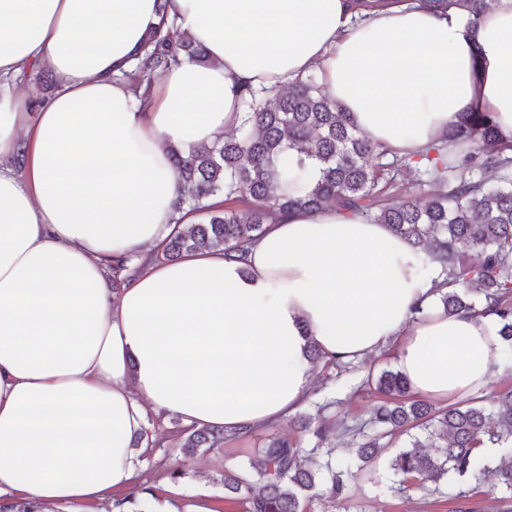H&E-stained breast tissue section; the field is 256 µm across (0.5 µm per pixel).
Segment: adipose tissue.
I'll return each instance as SVG.
<instances>
[{"instance_id":"ef3b65f1","label":"adipose tissue","mask_w":512,"mask_h":512,"mask_svg":"<svg viewBox=\"0 0 512 512\" xmlns=\"http://www.w3.org/2000/svg\"><path fill=\"white\" fill-rule=\"evenodd\" d=\"M465 15L425 0H0V512L132 486L151 410L241 432L286 420L309 397L312 342L343 361L392 343L414 394H485L504 366L494 318L444 313L439 266L388 225L328 206L267 224L241 261L151 259L184 194L170 151L237 127L244 84L319 70L400 157L464 112L492 113L512 144V0ZM165 17L208 62L183 59L143 103L116 69ZM33 62L59 78L36 108L13 91ZM130 254L144 268L113 293L110 264Z\"/></svg>"}]
</instances>
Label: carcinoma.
Returning a JSON list of instances; mask_svg holds the SVG:
<instances>
[{"label":"carcinoma","mask_w":512,"mask_h":512,"mask_svg":"<svg viewBox=\"0 0 512 512\" xmlns=\"http://www.w3.org/2000/svg\"><path fill=\"white\" fill-rule=\"evenodd\" d=\"M469 23L476 24L488 0H459ZM185 55L208 60L205 47L175 25L150 32L121 79L142 99L154 77ZM21 80L57 88L55 75L43 67L24 71ZM240 125L188 153H170V163L187 187L184 202L195 214L193 224H176L159 262L186 253L220 249L238 259L280 214L327 205L376 224H387L427 260L440 267L434 292L450 315H491L505 345L512 347V144L500 142L489 112H466L448 125L418 158L379 163L387 150L358 132L342 107L307 76L290 83L288 92L241 90ZM319 163V177L304 194H288V173L305 160ZM431 187L419 205L397 191L396 180ZM222 196L224 202L212 199ZM248 204L238 212L236 203ZM126 256L112 260V290L125 287L141 266ZM312 362L346 372H359L357 390L377 393L381 400L368 421L346 426L350 456L331 458L323 447L334 429L326 420L331 403L314 404L315 413L297 419V433L271 437L248 465L220 475L227 499L241 502L243 512H306V503L324 490L340 503L350 500V483L371 477V467L387 456V470L398 478L395 491L425 489L427 483L458 501L457 512H512V387L493 395L471 397L446 406L410 392L399 371L374 365L348 366L327 359L309 345ZM409 442L393 447L396 438ZM243 435L222 426H192L179 432L185 458L222 448ZM483 448H499L495 468ZM493 471L492 489H481Z\"/></svg>","instance_id":"1"}]
</instances>
